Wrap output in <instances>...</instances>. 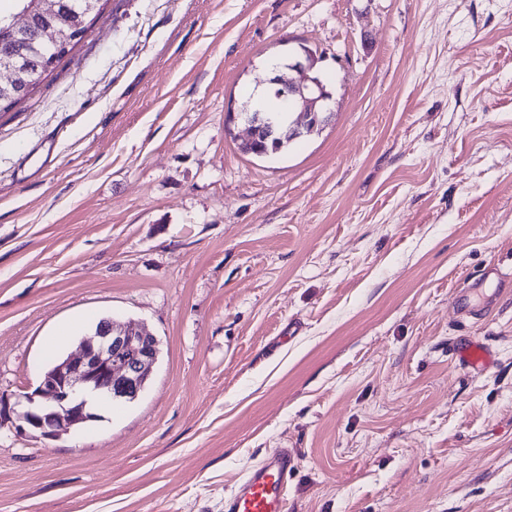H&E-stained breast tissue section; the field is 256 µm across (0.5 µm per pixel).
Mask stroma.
I'll return each mask as SVG.
<instances>
[{
	"instance_id": "35a3bbf8",
	"label": "stroma",
	"mask_w": 512,
	"mask_h": 512,
	"mask_svg": "<svg viewBox=\"0 0 512 512\" xmlns=\"http://www.w3.org/2000/svg\"><path fill=\"white\" fill-rule=\"evenodd\" d=\"M321 54L334 112L272 157L229 108ZM512 0H102L0 112V393L109 314L144 392L0 427V512H224L275 448L289 512H512ZM495 352L473 374L448 343Z\"/></svg>"
}]
</instances>
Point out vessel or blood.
Instances as JSON below:
<instances>
[{
    "label": "vessel or blood",
    "instance_id": "obj_1",
    "mask_svg": "<svg viewBox=\"0 0 512 512\" xmlns=\"http://www.w3.org/2000/svg\"><path fill=\"white\" fill-rule=\"evenodd\" d=\"M452 356L462 367L481 372L494 362L489 344L464 337L452 344ZM298 467V454L278 448L252 468L225 500L224 512H288V479Z\"/></svg>",
    "mask_w": 512,
    "mask_h": 512
}]
</instances>
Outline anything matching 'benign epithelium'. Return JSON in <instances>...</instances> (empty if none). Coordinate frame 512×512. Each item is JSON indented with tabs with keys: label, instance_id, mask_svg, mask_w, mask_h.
<instances>
[{
	"label": "benign epithelium",
	"instance_id": "7a95c632",
	"mask_svg": "<svg viewBox=\"0 0 512 512\" xmlns=\"http://www.w3.org/2000/svg\"><path fill=\"white\" fill-rule=\"evenodd\" d=\"M67 10L66 0H34L12 15L7 30L21 40L12 41L0 58V73L7 75L0 80V91L11 88L14 97L23 98L43 79L63 47L59 23ZM320 59L303 46L288 54L282 71L269 79L270 94L288 101L293 113L288 121L276 112L265 111L252 120L239 111L227 112V125L246 124L248 137L240 143L244 153L259 156L266 142L294 141L329 121L333 96L317 74ZM159 354V340L141 326L104 318L81 341L79 352L57 360L34 390L0 396V427L9 423L16 434L30 437L68 435L95 418L82 398L85 392L120 402L136 400Z\"/></svg>",
	"mask_w": 512,
	"mask_h": 512
}]
</instances>
